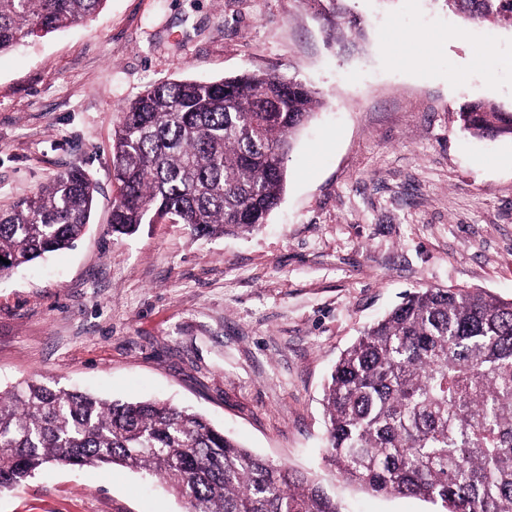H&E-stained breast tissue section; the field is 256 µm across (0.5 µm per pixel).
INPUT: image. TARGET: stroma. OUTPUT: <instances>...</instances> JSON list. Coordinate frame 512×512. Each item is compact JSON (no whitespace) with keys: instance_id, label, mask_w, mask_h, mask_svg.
Returning <instances> with one entry per match:
<instances>
[{"instance_id":"obj_1","label":"stroma","mask_w":512,"mask_h":512,"mask_svg":"<svg viewBox=\"0 0 512 512\" xmlns=\"http://www.w3.org/2000/svg\"><path fill=\"white\" fill-rule=\"evenodd\" d=\"M343 5L365 24L344 45L331 0H107L0 54V208L74 167L97 187L74 247L0 277V388L166 399L309 473L343 512H438L332 477L323 388L409 291L512 299V140H478L459 120L473 100L512 112V29L462 21L443 0ZM248 69L302 80L320 101L265 227L209 240L169 221L113 233L121 106L154 83ZM0 512L184 505L125 468L54 465L0 488Z\"/></svg>"}]
</instances>
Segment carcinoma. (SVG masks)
<instances>
[{"label": "carcinoma", "mask_w": 512, "mask_h": 512, "mask_svg": "<svg viewBox=\"0 0 512 512\" xmlns=\"http://www.w3.org/2000/svg\"><path fill=\"white\" fill-rule=\"evenodd\" d=\"M106 2L0 0V53ZM334 2L336 39L362 35L361 20ZM444 2L464 20L512 28V0ZM318 105L313 89L274 71L146 89L114 130L112 232L168 219L198 238L259 231L282 199L293 135ZM459 118L476 138L512 139V113L492 103L471 101ZM94 193L72 168L1 211L0 275L72 247ZM323 406L336 478L440 512H512V300L448 288L405 294L341 353ZM50 465L141 473L186 512H341L320 485L189 409L37 381L0 389V488Z\"/></svg>", "instance_id": "1"}]
</instances>
